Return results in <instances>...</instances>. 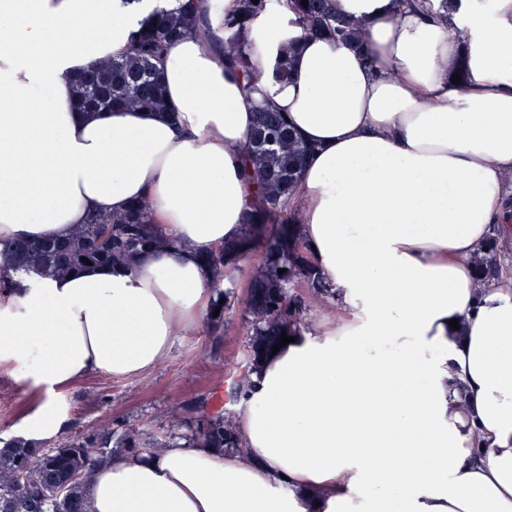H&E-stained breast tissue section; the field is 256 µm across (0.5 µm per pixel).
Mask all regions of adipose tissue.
<instances>
[{"label": "adipose tissue", "instance_id": "ef3b65f1", "mask_svg": "<svg viewBox=\"0 0 512 512\" xmlns=\"http://www.w3.org/2000/svg\"><path fill=\"white\" fill-rule=\"evenodd\" d=\"M190 2L0 0V239H61L144 198L171 241L131 270L0 289V363L44 386L37 431L66 428L59 390L146 375L177 328L205 329L202 258L240 234L241 154L267 103L311 147L290 208L337 315L261 361L241 451L175 440L100 462L91 512H512V284L474 270L512 181V0H336L363 49L267 0L245 35L252 92L224 57V0H203L210 39L164 50L167 112L79 110L78 74Z\"/></svg>", "mask_w": 512, "mask_h": 512}]
</instances>
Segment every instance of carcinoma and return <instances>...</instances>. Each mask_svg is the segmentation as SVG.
<instances>
[{
    "label": "carcinoma",
    "instance_id": "obj_1",
    "mask_svg": "<svg viewBox=\"0 0 512 512\" xmlns=\"http://www.w3.org/2000/svg\"><path fill=\"white\" fill-rule=\"evenodd\" d=\"M266 0H235L234 9L224 13V50L230 66L250 81L255 74L252 56L242 45V37L263 12ZM296 22L311 36L341 40L353 34L354 24L332 12V0H285ZM204 21L187 12H158L148 18L133 39L131 51L88 68L75 79L78 106L92 111L115 107L167 111L165 87L155 65L164 46L187 34L205 35ZM307 146L291 131L282 114L271 107L255 110V120L244 156V175L254 187L248 219L240 243H228L205 255L204 263L219 289L211 317L212 325L224 323V313L235 307L224 281H232L231 271L256 249L263 260L253 278L245 314L249 324L252 370L262 358L260 345L273 344L293 327L310 323L308 305L299 288L323 299L327 289L321 273L311 260L297 224V215L288 211V198L299 192V165ZM111 234L103 239L100 227ZM171 242L156 225L149 223L147 204L135 201L125 210L95 214L68 237L57 240H0V287L17 275L39 273L67 275L94 264L130 268L135 257L148 249H163ZM500 255L490 241L475 259L477 278L493 280L499 270ZM284 273H278V270ZM191 418L184 431L167 439L149 440L144 433L125 428L98 435L61 439L51 446L45 441L21 435L0 438V512H90L86 498L89 474L99 462L130 452L160 448L166 440L180 439L190 446L235 451L236 411L218 409L207 413L203 407L188 409Z\"/></svg>",
    "mask_w": 512,
    "mask_h": 512
}]
</instances>
